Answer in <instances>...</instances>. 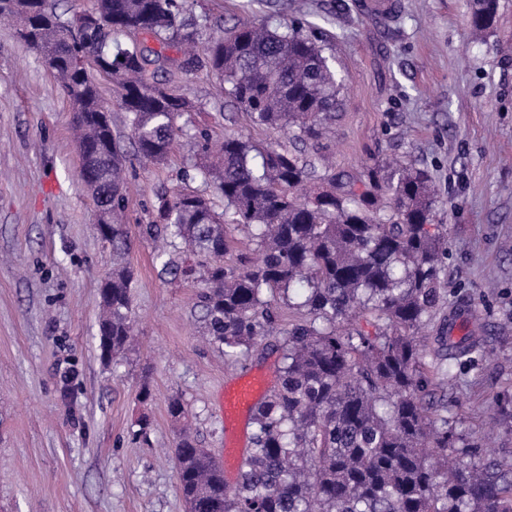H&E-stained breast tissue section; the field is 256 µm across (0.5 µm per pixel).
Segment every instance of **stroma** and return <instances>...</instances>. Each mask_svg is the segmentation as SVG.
<instances>
[{
	"instance_id": "35a3bbf8",
	"label": "stroma",
	"mask_w": 512,
	"mask_h": 512,
	"mask_svg": "<svg viewBox=\"0 0 512 512\" xmlns=\"http://www.w3.org/2000/svg\"><path fill=\"white\" fill-rule=\"evenodd\" d=\"M385 18L361 0H194L202 38L239 20L302 22L343 78L322 152L337 170L397 158L427 170L448 232L441 286L468 308L482 351L444 391L458 447L512 461V0L473 31L470 0H399ZM195 110L167 163L133 164L127 262L135 339L117 361L98 350V292L112 247L80 177L71 108L41 57L0 26V512H186L174 456L172 397L200 447L222 458L221 385L249 373L277 380L271 336L236 366L203 338L200 277L165 273L181 243L143 236L160 195L180 185L195 138L234 132L289 146L287 135L224 107L208 69L159 72ZM150 405L141 408V387ZM148 412V441L131 426Z\"/></svg>"
}]
</instances>
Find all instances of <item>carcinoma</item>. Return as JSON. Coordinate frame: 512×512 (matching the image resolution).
I'll return each mask as SVG.
<instances>
[{"instance_id":"cac0c4a2","label":"carcinoma","mask_w":512,"mask_h":512,"mask_svg":"<svg viewBox=\"0 0 512 512\" xmlns=\"http://www.w3.org/2000/svg\"><path fill=\"white\" fill-rule=\"evenodd\" d=\"M498 0H471V25L490 28ZM95 21L72 39L71 24L49 0H0V21L18 35L30 27L45 65L73 110L77 144L95 161L85 182L112 227V272L104 287L98 332L112 355L132 333L131 246L124 224L127 154L112 134L96 75L112 74L127 112L134 156L166 161L183 135L191 102L172 88L156 96L155 72L208 68L250 121L293 135L308 154L260 146L235 134L198 144L199 161L184 180L215 186L217 211L182 188L158 197L142 233L181 241L198 259L205 332L224 360L237 363L258 341L284 336L279 377L251 412V448L233 492L211 456L197 450L189 412L171 399L181 424L175 463L188 512H512V465L496 457L464 461L437 396L444 362H471L478 340L448 336L456 311L443 316L425 362V323L443 311L440 272L447 235L432 228L436 200L428 173L383 161L356 176L322 163L320 141L336 112L342 80L319 39L294 25L240 23L210 38L202 55L178 60L143 43L112 50L118 34L146 31L166 47L196 43L177 0H95ZM246 229L259 259L223 262L235 231ZM306 313L281 324L277 301Z\"/></svg>"}]
</instances>
